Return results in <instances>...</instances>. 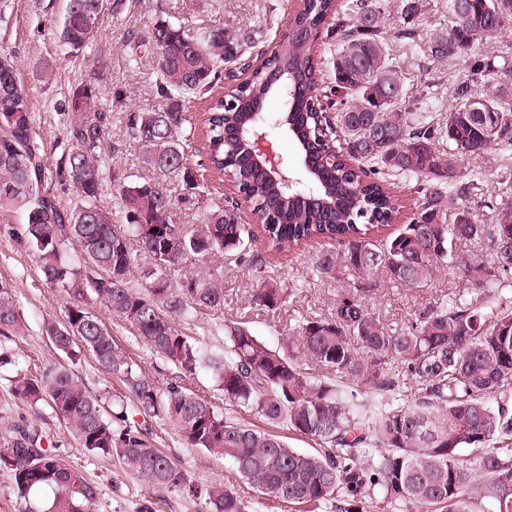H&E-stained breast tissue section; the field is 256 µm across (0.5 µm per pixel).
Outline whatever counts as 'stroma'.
<instances>
[{
    "label": "stroma",
    "mask_w": 512,
    "mask_h": 512,
    "mask_svg": "<svg viewBox=\"0 0 512 512\" xmlns=\"http://www.w3.org/2000/svg\"><path fill=\"white\" fill-rule=\"evenodd\" d=\"M295 5L296 0H106L94 42L79 56L72 57L66 55L56 37L67 0H11L6 19L0 22V49L12 53L17 74L29 88L30 106L49 171H56L69 148L66 117L57 105L88 71L98 69L102 72L99 95L112 114V125L102 147L103 176L108 181L121 177L141 182L153 179L154 173L127 142V117L133 112L161 108L163 100L156 91L158 75L151 53H142L138 64H130L123 42L125 33L144 28L161 9L167 19L190 29L220 24L252 32L255 47L246 54L251 60L258 52L274 50L288 27ZM389 46L413 92L422 91L428 73L440 76L438 99L428 104L427 109L437 113L447 111L454 83L462 72L459 61L431 62L396 39L390 40ZM48 64L56 71L57 81L49 84L36 81V72ZM465 165L483 173L482 181L471 191L467 203L484 223H492L491 199L512 197V158L505 160L490 151L466 159ZM25 224L23 212L0 211V281L13 285L15 302L26 324L23 335L0 336V355L8 359L7 365L0 367V434L18 422L40 427L48 446L56 448L97 487L96 512H138L142 499L149 495L148 488L127 475L118 458L81 448L50 407L28 405L11 390L10 379L15 370L28 369L38 375L63 359L45 336L43 323L63 318L65 299L45 285L25 241ZM336 247L334 241L315 239L290 251L262 250L269 271L280 276L286 287L294 291L284 309L273 315L250 304L256 283L245 266L231 258L216 264L207 258L197 260L196 270L204 271L215 265L222 272L224 308L201 315L198 322L187 326V333L219 349L224 345L225 323L241 322L269 345L277 347L297 319L328 315L339 295L352 287L358 288L362 300L380 313L386 324L400 329L410 325L430 302L465 293L468 287L466 278L444 271L437 273L427 286L417 288L394 285L382 274L358 284L348 279L317 280L311 273L314 256ZM89 308L106 325L115 343L129 353L156 386L163 388L174 381L175 368L137 336L134 328L113 317L98 303H90ZM74 370L91 392L106 400L126 392L123 383L103 373L89 353L80 355ZM149 426L154 446L180 464L195 484L204 487L220 481L235 488L244 498L253 497L252 488L242 481L230 462L201 449L186 447L162 420H152Z\"/></svg>",
    "instance_id": "obj_1"
}]
</instances>
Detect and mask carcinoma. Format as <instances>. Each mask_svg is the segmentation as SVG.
Returning a JSON list of instances; mask_svg holds the SVG:
<instances>
[{
    "label": "carcinoma",
    "instance_id": "1",
    "mask_svg": "<svg viewBox=\"0 0 512 512\" xmlns=\"http://www.w3.org/2000/svg\"><path fill=\"white\" fill-rule=\"evenodd\" d=\"M104 0H68L59 41L70 53L96 37ZM422 0H399L398 19L386 30L381 0H303L277 53L203 114L207 142L204 170L229 176L263 220L261 233L275 251L314 239L341 249L316 255L321 280L354 281L385 274L396 285L423 287L437 271H485L470 297L441 298L405 329L393 330L358 295L346 293L328 318L305 317L288 343L270 347L243 323L224 325V348L215 350L187 335L178 323L203 311L224 309L222 275H187L197 258L234 256L248 263L256 282L251 303L277 312L293 289L269 275L260 258H248L252 225L234 209L210 199L199 225L172 219L174 200L165 179H181L201 195L204 183L188 162L192 122L188 105L251 47L246 31L211 26L193 33L162 16L133 48L154 55L157 93L165 101L151 112L128 116L126 137L154 181L119 186L126 223L98 204L103 190L101 150L112 113L97 95L100 72L92 70L71 89L66 127L70 142L57 176L75 189L63 210L47 190L49 174L35 130L29 89L11 53L0 50V211L26 215V240L43 281L66 299L61 321L43 331L73 361L90 352L99 368L121 380L132 406L117 403L112 418L70 367L30 376L16 372L13 391L31 405L50 406L75 433L80 447L117 456L125 471L156 491L179 492L196 512H254L257 502L219 483L194 486L179 464L152 446L146 426L130 418L162 419L189 448L233 464L263 499L336 512H512V302L500 295L512 267L459 258L457 247L487 239L491 252L512 241V200L491 206L485 224L463 204L482 173L459 167L465 158L496 151L512 156V61L491 68L477 46L512 25V0H448V30L421 35L412 21ZM332 35L333 78L340 105L336 123L345 137L339 155L327 140L316 75L324 61L315 50L325 18ZM417 45L434 61L456 59L464 74L453 87L448 112H413L390 36ZM494 75L491 97L477 83ZM390 94L382 98L377 89ZM284 97L281 113L301 152L314 150L318 169H308L313 193H292L257 176L240 129L255 122L264 100ZM484 119H475V107ZM448 144V152L439 146ZM391 178L413 181L419 194L409 222L384 240L372 233L395 222ZM454 211L453 220L448 212ZM91 254V260L85 254ZM140 272L141 291L131 279ZM103 304L179 372L181 383L158 388L138 372L87 302ZM24 331L13 286L0 281V336ZM308 362L315 375L303 368ZM211 372L224 403L285 427L318 444L311 452L288 446L283 436L259 431L220 412L182 384L197 371ZM378 401L374 414L356 412L358 397ZM470 451L471 460L462 458ZM0 470L8 472L23 512H95L97 488L77 468L43 445L42 431L13 426L0 435Z\"/></svg>",
    "mask_w": 512,
    "mask_h": 512
}]
</instances>
